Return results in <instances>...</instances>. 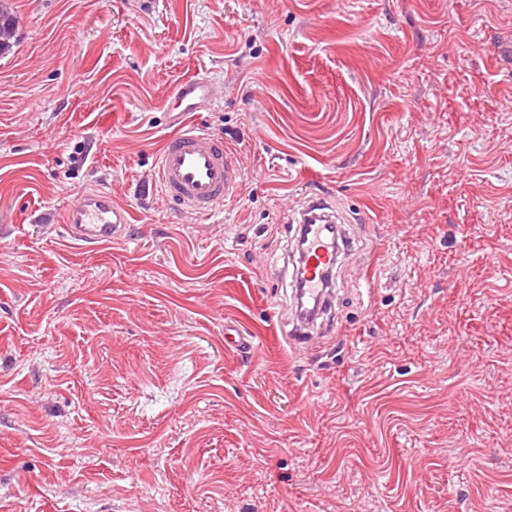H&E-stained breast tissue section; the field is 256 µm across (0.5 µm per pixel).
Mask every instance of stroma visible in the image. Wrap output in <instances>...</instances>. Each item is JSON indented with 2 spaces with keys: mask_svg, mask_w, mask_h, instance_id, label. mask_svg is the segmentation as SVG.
Wrapping results in <instances>:
<instances>
[{
  "mask_svg": "<svg viewBox=\"0 0 512 512\" xmlns=\"http://www.w3.org/2000/svg\"><path fill=\"white\" fill-rule=\"evenodd\" d=\"M6 3L0 512H512V0ZM197 74L241 167L206 216L149 185ZM315 194L349 255L294 343L268 262ZM62 224L75 240L104 246L125 237L131 221L129 211L114 204L110 191L94 188L82 192L65 210Z\"/></svg>",
  "mask_w": 512,
  "mask_h": 512,
  "instance_id": "35a3bbf8",
  "label": "stroma"
}]
</instances>
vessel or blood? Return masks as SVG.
<instances>
[{"label":"vessel or blood","instance_id":"obj_1","mask_svg":"<svg viewBox=\"0 0 512 512\" xmlns=\"http://www.w3.org/2000/svg\"><path fill=\"white\" fill-rule=\"evenodd\" d=\"M212 83L193 77L183 80L173 97L175 135L155 159V180L167 201L177 209L207 215L232 196L240 176L236 156L222 137L189 121L216 97ZM326 199L313 198L300 213L297 245L303 261L296 278L308 302L326 299L325 277L335 268L343 236L333 235L334 219ZM70 237L90 246L120 240L130 224L129 211L114 204L110 191L94 188L82 192L62 218Z\"/></svg>","mask_w":512,"mask_h":512}]
</instances>
